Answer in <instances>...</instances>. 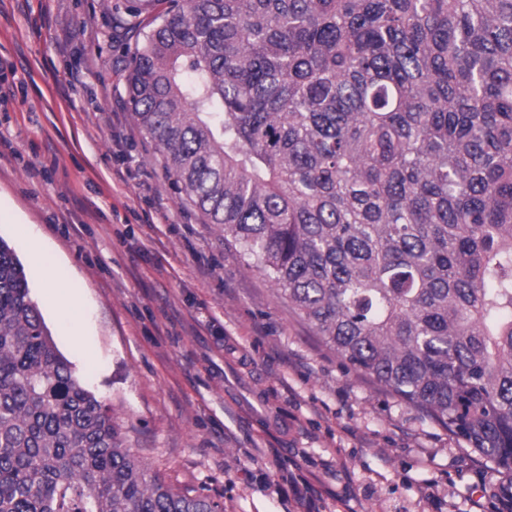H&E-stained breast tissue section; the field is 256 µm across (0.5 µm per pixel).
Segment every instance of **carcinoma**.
<instances>
[{
	"mask_svg": "<svg viewBox=\"0 0 512 512\" xmlns=\"http://www.w3.org/2000/svg\"><path fill=\"white\" fill-rule=\"evenodd\" d=\"M127 102L344 365L512 472V0H169ZM0 512H222L150 473L0 238Z\"/></svg>",
	"mask_w": 512,
	"mask_h": 512,
	"instance_id": "carcinoma-1",
	"label": "carcinoma"
}]
</instances>
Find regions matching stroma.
I'll return each instance as SVG.
<instances>
[{"label": "stroma", "mask_w": 512, "mask_h": 512, "mask_svg": "<svg viewBox=\"0 0 512 512\" xmlns=\"http://www.w3.org/2000/svg\"><path fill=\"white\" fill-rule=\"evenodd\" d=\"M167 5L0 0V238L58 349L152 471L224 512H502L511 476L347 369L173 188L125 91L127 23Z\"/></svg>", "instance_id": "stroma-1"}]
</instances>
